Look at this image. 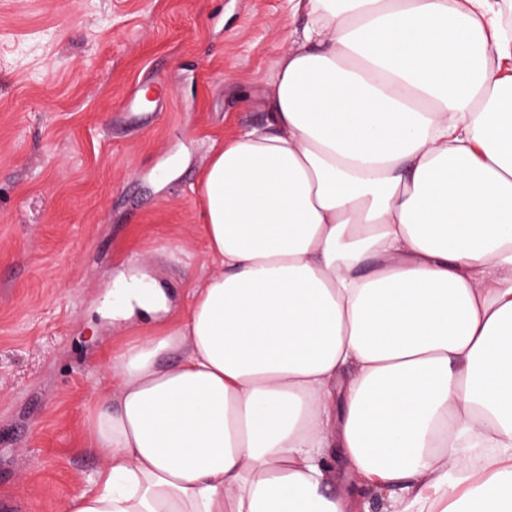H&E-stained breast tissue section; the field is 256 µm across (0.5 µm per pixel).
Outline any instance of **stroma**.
<instances>
[{
    "instance_id": "obj_1",
    "label": "stroma",
    "mask_w": 512,
    "mask_h": 512,
    "mask_svg": "<svg viewBox=\"0 0 512 512\" xmlns=\"http://www.w3.org/2000/svg\"><path fill=\"white\" fill-rule=\"evenodd\" d=\"M306 22L288 0H0V501L64 512L103 464L83 420L109 353L152 320L112 317L128 265L165 324L219 268L200 177L262 125V96ZM160 77L149 126L121 103Z\"/></svg>"
}]
</instances>
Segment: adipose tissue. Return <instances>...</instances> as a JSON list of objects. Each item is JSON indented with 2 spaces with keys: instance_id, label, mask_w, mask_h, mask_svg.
<instances>
[{
  "instance_id": "ef3b65f1",
  "label": "adipose tissue",
  "mask_w": 512,
  "mask_h": 512,
  "mask_svg": "<svg viewBox=\"0 0 512 512\" xmlns=\"http://www.w3.org/2000/svg\"><path fill=\"white\" fill-rule=\"evenodd\" d=\"M259 128L201 176L222 268L128 342L64 512H512V31L501 0H289ZM132 280L113 316L166 310Z\"/></svg>"
}]
</instances>
